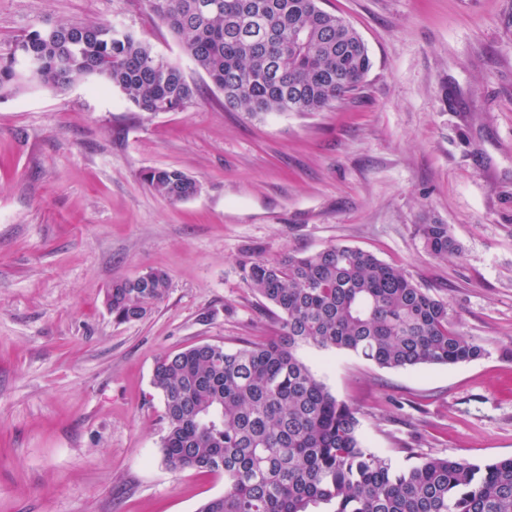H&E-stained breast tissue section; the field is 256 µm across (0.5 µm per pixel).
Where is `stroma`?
<instances>
[{
  "instance_id": "35a3bbf8",
  "label": "stroma",
  "mask_w": 512,
  "mask_h": 512,
  "mask_svg": "<svg viewBox=\"0 0 512 512\" xmlns=\"http://www.w3.org/2000/svg\"><path fill=\"white\" fill-rule=\"evenodd\" d=\"M367 46L358 90L320 112L250 114L184 54L148 0H0V56L28 31L121 24L200 92L138 111L89 80L0 102V512H197L224 479L164 463L156 360L263 341L277 317L242 278L252 258L340 244L448 305L482 357L382 369L311 344L298 357L398 466L512 456V0H320ZM174 167L195 197L141 179ZM447 225L461 253L415 233ZM160 269L140 321H113L114 279ZM143 180L158 196L171 202L187 200L201 189L198 180L177 168L149 169ZM415 233L423 240L428 253L435 259H445L449 254H457L460 251L447 225L437 222L419 224L415 227Z\"/></svg>"
}]
</instances>
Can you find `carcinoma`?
<instances>
[{"instance_id":"cac0c4a2","label":"carcinoma","mask_w":512,"mask_h":512,"mask_svg":"<svg viewBox=\"0 0 512 512\" xmlns=\"http://www.w3.org/2000/svg\"><path fill=\"white\" fill-rule=\"evenodd\" d=\"M186 56L245 112H318L359 87L370 69L362 38L318 0H149ZM100 80L142 112H175L198 89L181 67L110 22L35 28L0 60V99ZM146 185L171 202L200 189L177 168H153ZM428 253L460 247L448 225L418 224ZM277 311L282 334L234 349L199 344L160 357L152 386L164 404L163 461L224 477V494L198 512H512V457L475 464L429 456L398 467L364 446L354 409L334 396L296 349L349 351L379 368L454 365L481 357L455 331L448 304L360 248L241 266ZM161 270L112 282L105 305L139 321L168 291Z\"/></svg>"}]
</instances>
